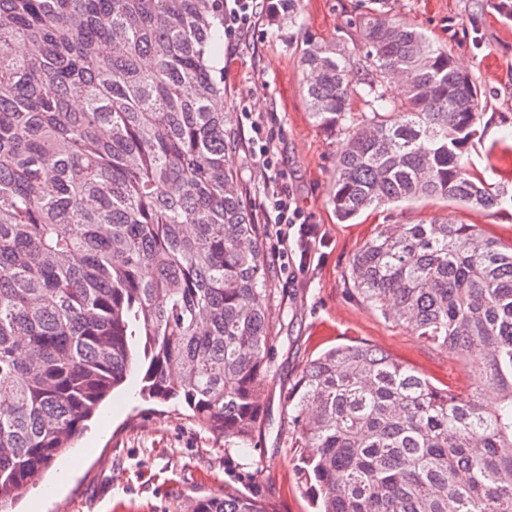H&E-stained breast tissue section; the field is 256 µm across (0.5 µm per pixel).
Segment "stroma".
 I'll return each mask as SVG.
<instances>
[{
	"instance_id": "35a3bbf8",
	"label": "stroma",
	"mask_w": 512,
	"mask_h": 512,
	"mask_svg": "<svg viewBox=\"0 0 512 512\" xmlns=\"http://www.w3.org/2000/svg\"><path fill=\"white\" fill-rule=\"evenodd\" d=\"M356 2L303 0L298 24L264 13L224 40L223 110L240 138L234 165L253 221L263 227L266 257H273L276 241L265 230L257 203L270 178H277L309 223L320 225L325 235L305 278L293 282L280 272L272 274L274 373L263 396L265 425L256 446L225 445L183 408L144 399L142 376L135 371L87 421L75 448L23 490L8 512H28L33 495L59 482L64 488L46 498L44 512H183L192 500L227 488L266 500L271 512H313L298 478L284 404L285 392L307 361L338 345H367L400 359L437 386L468 390L470 366L363 304L353 289L350 262L380 224H478L488 236L511 245L512 205L482 212L452 201H428L369 211L348 224L337 221L328 196L343 140L315 124L303 91L300 57L307 38H341L352 52L354 70H361L364 60L354 39L345 35V20ZM392 3L398 19L465 59L483 114L467 166L490 189L512 191V139L503 138L505 129L512 128V18L498 9V0ZM255 121L274 157L269 172L252 159Z\"/></svg>"
}]
</instances>
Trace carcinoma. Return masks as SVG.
I'll return each mask as SVG.
<instances>
[{
    "label": "carcinoma",
    "mask_w": 512,
    "mask_h": 512,
    "mask_svg": "<svg viewBox=\"0 0 512 512\" xmlns=\"http://www.w3.org/2000/svg\"><path fill=\"white\" fill-rule=\"evenodd\" d=\"M345 29L360 76L335 43L301 52L312 118L346 136L336 217L499 207L466 167L482 115L448 47L389 0H367ZM223 48L224 0H0V510L135 367L146 398L226 442L247 448L264 423L270 265L234 169L239 139L212 107ZM397 73L392 101L383 83ZM351 280L369 308L483 364L460 394L365 345L308 361L285 403L316 512H512V245L475 224H381ZM189 512L270 510L226 493Z\"/></svg>",
    "instance_id": "carcinoma-1"
}]
</instances>
